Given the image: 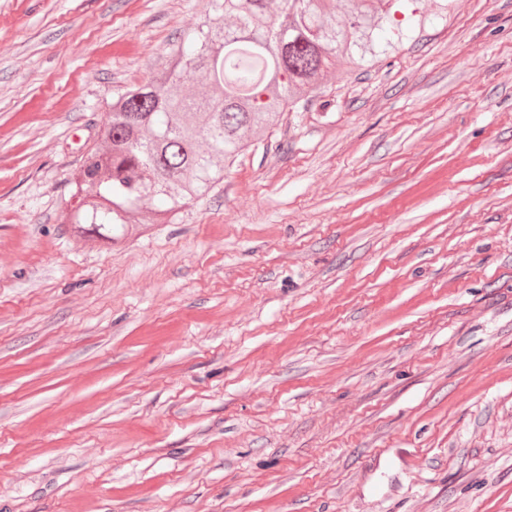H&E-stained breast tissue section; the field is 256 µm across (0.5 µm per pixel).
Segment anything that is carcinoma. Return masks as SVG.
Segmentation results:
<instances>
[{"mask_svg":"<svg viewBox=\"0 0 512 512\" xmlns=\"http://www.w3.org/2000/svg\"><path fill=\"white\" fill-rule=\"evenodd\" d=\"M213 0L203 28L174 45L168 71L112 105L104 145L73 174L76 204L61 216L75 233L116 243L143 205L158 224L207 195L254 137L285 112L323 97L324 74L402 42L396 24L374 31L396 0Z\"/></svg>","mask_w":512,"mask_h":512,"instance_id":"cac0c4a2","label":"carcinoma"}]
</instances>
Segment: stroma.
I'll return each mask as SVG.
<instances>
[{
    "label": "stroma",
    "instance_id": "1",
    "mask_svg": "<svg viewBox=\"0 0 512 512\" xmlns=\"http://www.w3.org/2000/svg\"><path fill=\"white\" fill-rule=\"evenodd\" d=\"M212 0H0V512H512V0H420L175 223L59 215Z\"/></svg>",
    "mask_w": 512,
    "mask_h": 512
}]
</instances>
